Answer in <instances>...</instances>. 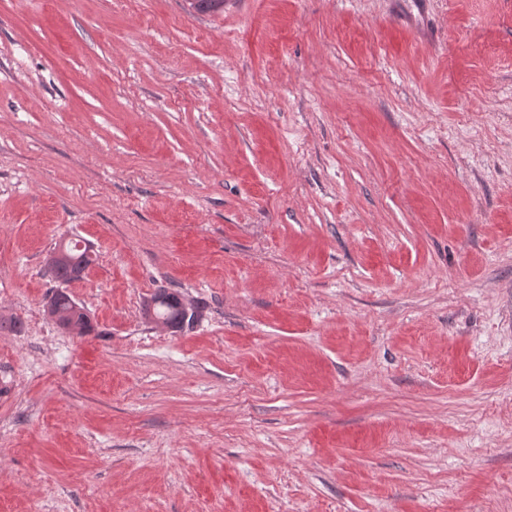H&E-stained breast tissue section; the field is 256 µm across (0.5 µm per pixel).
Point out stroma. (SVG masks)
<instances>
[{
	"mask_svg": "<svg viewBox=\"0 0 512 512\" xmlns=\"http://www.w3.org/2000/svg\"><path fill=\"white\" fill-rule=\"evenodd\" d=\"M1 315L0 512H512V0H0ZM55 247L48 259L49 270L53 278L62 285L80 280L94 263L93 252L89 247H80L78 242H69L65 245V254L58 255ZM47 313L62 329L86 336L94 331L90 317L84 308L64 289L57 288L47 303ZM193 310L186 318V310L180 293L160 289L144 303V313L151 321L168 329L182 330L189 327L197 317V311Z\"/></svg>",
	"mask_w": 512,
	"mask_h": 512,
	"instance_id": "35a3bbf8",
	"label": "stroma"
}]
</instances>
